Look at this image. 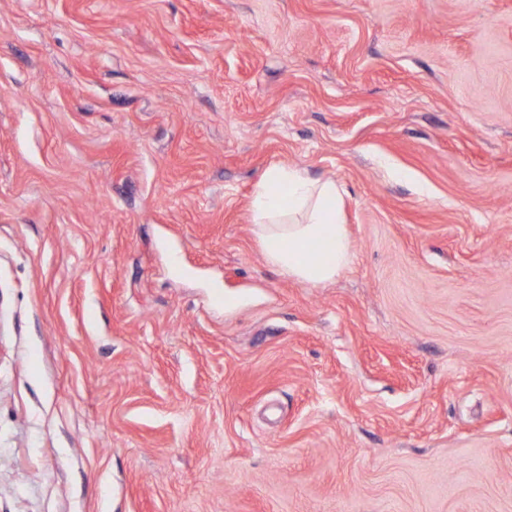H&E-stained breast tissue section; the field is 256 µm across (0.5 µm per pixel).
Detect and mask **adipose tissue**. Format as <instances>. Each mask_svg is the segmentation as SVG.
<instances>
[{
    "label": "adipose tissue",
    "instance_id": "obj_1",
    "mask_svg": "<svg viewBox=\"0 0 512 512\" xmlns=\"http://www.w3.org/2000/svg\"><path fill=\"white\" fill-rule=\"evenodd\" d=\"M250 210L265 258L288 278L322 284L351 263L342 192L334 181L311 180L293 167H270L255 184ZM314 250L319 259H310Z\"/></svg>",
    "mask_w": 512,
    "mask_h": 512
}]
</instances>
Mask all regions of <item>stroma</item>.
Listing matches in <instances>:
<instances>
[{
    "label": "stroma",
    "instance_id": "35a3bbf8",
    "mask_svg": "<svg viewBox=\"0 0 512 512\" xmlns=\"http://www.w3.org/2000/svg\"><path fill=\"white\" fill-rule=\"evenodd\" d=\"M0 512H512V0H0ZM250 210L265 258L288 278L322 284L351 263L353 248L336 182L273 166L256 182ZM313 250L321 252L319 259L309 258Z\"/></svg>",
    "mask_w": 512,
    "mask_h": 512
}]
</instances>
